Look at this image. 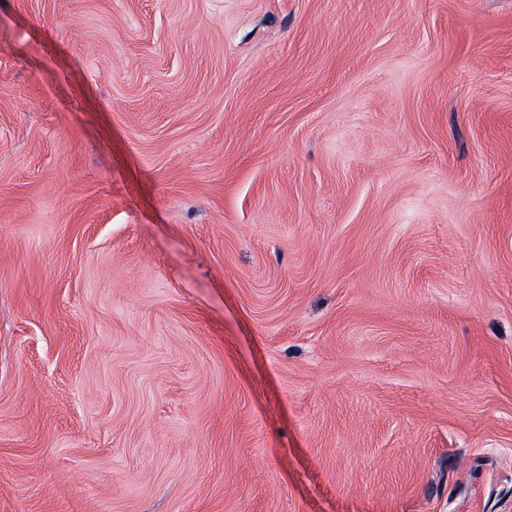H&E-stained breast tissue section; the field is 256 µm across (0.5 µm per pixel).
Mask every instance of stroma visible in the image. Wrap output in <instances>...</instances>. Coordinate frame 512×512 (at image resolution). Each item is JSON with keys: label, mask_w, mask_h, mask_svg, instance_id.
Instances as JSON below:
<instances>
[{"label": "stroma", "mask_w": 512, "mask_h": 512, "mask_svg": "<svg viewBox=\"0 0 512 512\" xmlns=\"http://www.w3.org/2000/svg\"><path fill=\"white\" fill-rule=\"evenodd\" d=\"M0 512H512V0H0Z\"/></svg>", "instance_id": "35a3bbf8"}]
</instances>
